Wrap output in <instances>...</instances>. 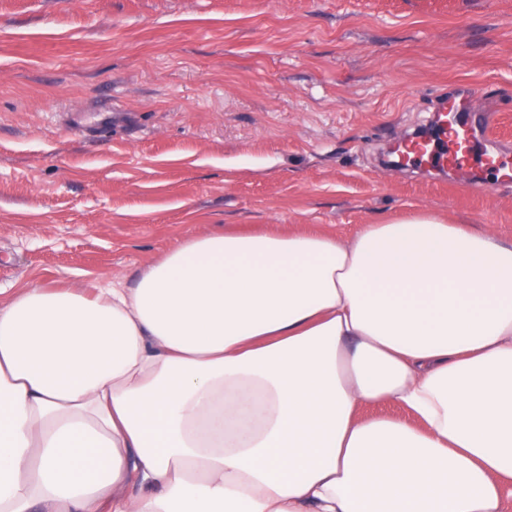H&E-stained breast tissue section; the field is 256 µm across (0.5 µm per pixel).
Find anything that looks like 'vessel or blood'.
<instances>
[{
  "label": "vessel or blood",
  "mask_w": 512,
  "mask_h": 512,
  "mask_svg": "<svg viewBox=\"0 0 512 512\" xmlns=\"http://www.w3.org/2000/svg\"><path fill=\"white\" fill-rule=\"evenodd\" d=\"M459 107L455 100L442 102L433 114L434 123L441 129L448 140L447 153L441 154L430 146L425 140H410L398 147L397 153L405 158L416 160H428L436 163L439 167L460 168L466 165L470 153V144L473 137L471 128L453 121V113L458 112Z\"/></svg>",
  "instance_id": "vessel-or-blood-1"
}]
</instances>
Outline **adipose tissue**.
<instances>
[{
  "mask_svg": "<svg viewBox=\"0 0 512 512\" xmlns=\"http://www.w3.org/2000/svg\"><path fill=\"white\" fill-rule=\"evenodd\" d=\"M392 404L413 423L363 417ZM512 242L199 232L0 301V512H502Z\"/></svg>",
  "mask_w": 512,
  "mask_h": 512,
  "instance_id": "adipose-tissue-1",
  "label": "adipose tissue"
}]
</instances>
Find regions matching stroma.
<instances>
[{
    "label": "stroma",
    "mask_w": 512,
    "mask_h": 512,
    "mask_svg": "<svg viewBox=\"0 0 512 512\" xmlns=\"http://www.w3.org/2000/svg\"><path fill=\"white\" fill-rule=\"evenodd\" d=\"M467 167L386 171L439 99ZM512 0H0V295L123 282L188 235L428 211L512 240Z\"/></svg>",
    "instance_id": "obj_1"
}]
</instances>
